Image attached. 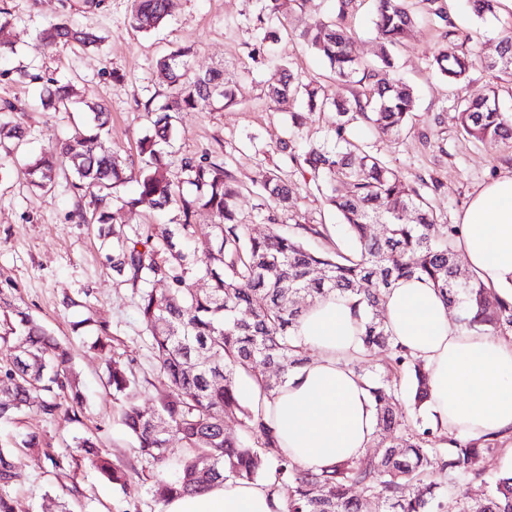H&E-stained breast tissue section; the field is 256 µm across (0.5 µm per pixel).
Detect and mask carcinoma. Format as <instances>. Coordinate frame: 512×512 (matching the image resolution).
<instances>
[{
    "label": "carcinoma",
    "mask_w": 512,
    "mask_h": 512,
    "mask_svg": "<svg viewBox=\"0 0 512 512\" xmlns=\"http://www.w3.org/2000/svg\"><path fill=\"white\" fill-rule=\"evenodd\" d=\"M172 2L132 0L129 25L144 33L158 29L171 15ZM334 2L336 17L314 21L300 37L336 79H354L367 86L368 93L338 103L290 71L269 85L265 95L272 102L301 97L310 112L335 108L334 144L300 150L289 138L279 140L277 150L311 176L341 218L348 252H314L275 223L268 233L251 235L238 217L239 185L226 162L208 156L176 161L165 157L162 145L176 132L178 113L211 98L226 108L236 102L234 78L220 69L193 72L188 48L156 62L172 94L147 109L151 132L140 140L141 162L136 170L126 171L109 149L93 152L91 144L108 133L110 120L108 106L98 103L91 107L89 121L61 140L57 158L27 159V183L48 193L57 185V165H65L74 195L89 196L94 205L90 213L77 205L75 217L83 224H112V270L139 290L137 307L150 333L158 378L167 396L157 409H142L136 403L132 369L117 361L109 367L107 385L124 398L120 418L135 439L137 452L168 471V477L151 487L156 500L201 494L226 480H267L269 491L286 499L288 512H364L371 500L377 501L378 512H438L448 490L458 494L460 512H512L511 473L498 477L483 499L468 497L464 485L483 479L482 460L497 450V443L450 440L446 447L438 443L439 425L422 416L430 398L428 372L394 341L379 315L385 293L397 281L411 278L431 282L448 306L461 311L460 324L492 336L512 332V303L490 296L476 274L459 275L453 248L456 227L440 223L417 187L353 137L359 125L381 138L406 128L414 96L394 72L391 50L406 38L417 14L438 27L442 45L432 65L457 88L484 62L482 49L468 46L469 37H461L437 0H374L381 65H370L360 58L342 26L360 0ZM468 2L479 20L497 17L499 0ZM278 11L279 0H262L255 27L265 40L275 38L267 23ZM37 39L44 50L68 42L82 47L96 43L92 32L64 19L47 25ZM495 52L489 67L512 81L511 33L500 36ZM17 74L41 84L43 107L69 110L70 84L26 69ZM456 107L459 126L467 136L512 147V115L500 110L497 88L476 100L460 99ZM25 137L18 123L0 120V142H13L0 155V170ZM131 181L136 182L138 194L122 200L121 208L132 211L147 204L172 210L178 222L146 232L119 225L110 213L114 189ZM253 183L261 189V211L273 204L287 207L294 193L275 168L258 169ZM185 184L194 192L184 193ZM200 212L211 217L207 228L212 251L206 267L211 288L206 291L195 288L198 271L185 247L202 228L194 223ZM375 224L385 225L384 235L372 232ZM332 293L354 299L364 316L365 352H383L387 362L379 369L353 364L355 373L369 383L376 403V449L313 473L282 451L262 399H274L288 373L308 361L305 348L296 344L294 328L307 307ZM16 316L6 330L15 342L6 354V365L0 366V419L33 406L54 414L60 405L42 398L43 392L66 391L75 404H82L78 382L67 366V348L28 313L19 311ZM243 380L259 392V402L244 403ZM405 390L415 416L411 424L402 423L395 413ZM161 420L167 425L165 433L155 427ZM229 421L236 423L238 433L227 432ZM172 436L183 443V454L175 458L168 452ZM77 445L109 482L124 491L136 489L133 474L113 464L95 441L83 438ZM19 467L13 450L0 448V482L16 478ZM352 487L359 494H349Z\"/></svg>",
    "instance_id": "carcinoma-1"
}]
</instances>
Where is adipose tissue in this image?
<instances>
[{
  "label": "adipose tissue",
  "instance_id": "1",
  "mask_svg": "<svg viewBox=\"0 0 512 512\" xmlns=\"http://www.w3.org/2000/svg\"><path fill=\"white\" fill-rule=\"evenodd\" d=\"M460 222L457 250L468 268L512 299V175L480 187ZM385 324L429 369L428 412L443 431L509 441L501 464L512 470V335L452 324L439 292L418 279L392 288ZM295 338L316 357L289 373L267 413L282 449L318 473L366 453L376 434V408L351 367L364 351L349 302L333 295L317 301L300 317ZM163 512H287V505L264 485L227 480L199 495L173 497Z\"/></svg>",
  "mask_w": 512,
  "mask_h": 512
}]
</instances>
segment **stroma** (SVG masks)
<instances>
[{"label": "stroma", "instance_id": "obj_1", "mask_svg": "<svg viewBox=\"0 0 512 512\" xmlns=\"http://www.w3.org/2000/svg\"><path fill=\"white\" fill-rule=\"evenodd\" d=\"M440 4L463 33L483 36L485 55H494L498 32L512 31L511 7L500 8L496 19L483 23L474 20L467 0ZM260 7V0H174L168 20L155 32L143 34L128 24L131 0H102L96 8L86 7L85 0H0V10L10 18L0 27V42L15 50L7 72H0V106L13 104L12 117L27 132L14 163L0 174V353L15 341L5 332L7 321L16 310L28 312L67 346L84 396L74 420L67 417L72 403L64 394L57 398L60 408L55 415L26 410L0 420V448L21 452L20 475L6 489L15 512H60L67 505L74 512H162L150 486L163 472L138 456L134 440L118 420L119 402L105 385L106 364L113 358L132 363L141 407H155L164 394L154 384L153 353L136 297L108 261L111 237L101 236L98 225L82 224L74 217L72 194L62 186L47 194L35 192L23 174L27 156L53 154L59 140L87 120L89 102H106L111 112L104 147L125 165H139L138 141L149 126L145 105L151 99L163 100L169 92L156 61L172 50L191 48L193 70L222 68L239 76L237 103L224 108L209 100L180 113L173 155L209 153L224 158L242 187L239 217L255 235L266 233L268 225L257 210L252 181L259 166L278 168L283 180L297 188L287 210L276 213L279 225L320 252L347 246L340 221L315 186L306 184L288 158L274 149L286 138L304 146L331 141L334 110L305 115L296 126L291 115L301 111L300 100L272 104L264 96L285 65L321 81L326 95L336 101L360 93L356 83L332 77L298 37L311 15L331 17L333 0H308L301 9L287 0L270 23L279 33L273 42L261 41L253 29ZM64 15L101 36V44L85 51L61 45L42 52L38 31ZM344 25L360 56L375 61L373 0H362ZM439 41L437 27L421 20L392 53L395 69L414 91L411 127L383 140L366 138L360 129L355 136L410 181L431 180L425 197L441 223L456 226L482 185L512 173V148L461 133L454 90L430 64ZM20 68L74 84L77 95L70 110L43 108L35 86L17 77ZM100 336L108 337L110 353L96 347ZM33 433L40 437L41 447L21 449V440ZM82 436L93 438L113 462L140 473L136 491L123 492L89 463L74 445ZM53 456L64 460L65 470L52 468ZM74 485L80 496L70 495Z\"/></svg>", "mask_w": 512, "mask_h": 512}]
</instances>
